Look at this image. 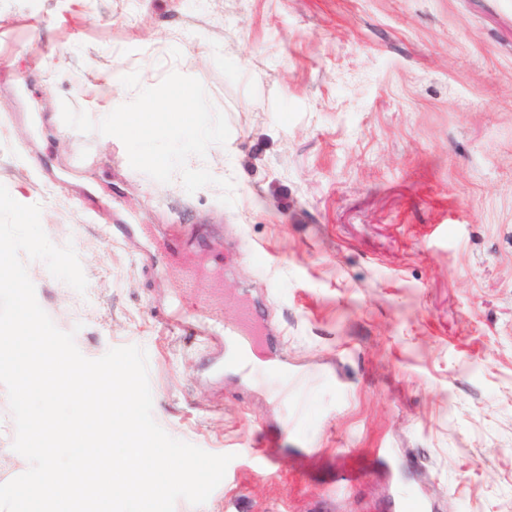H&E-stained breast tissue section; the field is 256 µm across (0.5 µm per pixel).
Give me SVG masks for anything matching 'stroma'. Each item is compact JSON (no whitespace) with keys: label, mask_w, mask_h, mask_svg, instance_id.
Listing matches in <instances>:
<instances>
[{"label":"stroma","mask_w":512,"mask_h":512,"mask_svg":"<svg viewBox=\"0 0 512 512\" xmlns=\"http://www.w3.org/2000/svg\"><path fill=\"white\" fill-rule=\"evenodd\" d=\"M172 71L227 118L187 165L232 180L233 205L62 119L133 100L113 75ZM0 184L78 253L82 294L27 264L55 325L90 359L142 347L155 421L231 455L175 512H512V0H0ZM113 224L223 238L200 292L228 321L257 306L259 356L305 374L303 402L168 334L179 274ZM14 438L0 385V484L29 467Z\"/></svg>","instance_id":"1"}]
</instances>
